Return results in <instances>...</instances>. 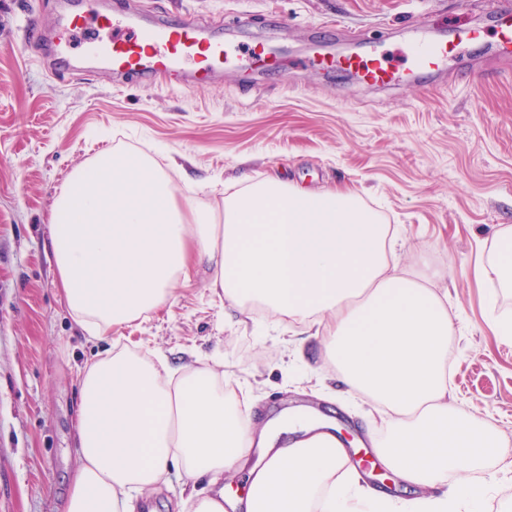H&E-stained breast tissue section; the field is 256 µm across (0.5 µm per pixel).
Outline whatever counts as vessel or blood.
Returning a JSON list of instances; mask_svg holds the SVG:
<instances>
[{
    "label": "vessel or blood",
    "instance_id": "1",
    "mask_svg": "<svg viewBox=\"0 0 512 512\" xmlns=\"http://www.w3.org/2000/svg\"><path fill=\"white\" fill-rule=\"evenodd\" d=\"M111 31L110 39L85 35L87 24ZM493 23L498 34L495 58L499 66H512V12L496 10ZM117 25L111 12L84 13L74 0H63L52 27L53 36L44 41L36 60L48 78L57 75V60H66L79 73L105 69L117 83L133 80L184 78L197 84L209 82L223 74L225 67L269 69L278 66V57L264 44L230 45L207 35L204 26L184 19H158L129 29L127 36L116 35ZM482 32L469 29L456 39L444 37L416 38L406 46L407 66L392 68L378 44L356 39L346 52L314 59L323 71L340 70L353 75L358 82L371 87H387L412 77H427L442 82L448 77L449 58L458 56L468 44L481 40Z\"/></svg>",
    "mask_w": 512,
    "mask_h": 512
}]
</instances>
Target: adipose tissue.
Listing matches in <instances>:
<instances>
[{"label": "adipose tissue", "mask_w": 512, "mask_h": 512, "mask_svg": "<svg viewBox=\"0 0 512 512\" xmlns=\"http://www.w3.org/2000/svg\"><path fill=\"white\" fill-rule=\"evenodd\" d=\"M58 288L82 330L102 340L174 296L201 264L239 313L254 304L317 327L348 391L386 413L373 452L414 496L391 495L347 467L340 429L293 409L255 428L247 399L224 397L208 368L105 352L80 374L77 465L64 512H133L169 469L238 472L245 496L191 495L187 512H487L472 472L500 454L496 426L458 412L448 394V298L425 275L392 270L390 225L349 191L270 178L225 194L222 215L183 212L170 177L143 154L108 149L55 197ZM480 278L512 292V225Z\"/></svg>", "instance_id": "ef3b65f1"}]
</instances>
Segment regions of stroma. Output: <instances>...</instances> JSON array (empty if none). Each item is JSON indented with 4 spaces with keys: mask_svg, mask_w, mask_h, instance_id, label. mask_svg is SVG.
Returning a JSON list of instances; mask_svg holds the SVG:
<instances>
[{
    "mask_svg": "<svg viewBox=\"0 0 512 512\" xmlns=\"http://www.w3.org/2000/svg\"><path fill=\"white\" fill-rule=\"evenodd\" d=\"M128 1L146 18L215 21L219 38L271 41L281 64L228 70L204 87L120 89L108 72L76 76L62 64L50 84L33 62L29 24L50 22L56 0H0V512H61L75 466L77 373L109 346L177 371L209 365L225 395H249L256 410L315 408L365 441L387 429L367 400L348 394L320 337L256 309L239 318L205 268L159 310L113 326L111 342L88 339L57 286L49 218L72 172L104 148L152 157L186 210L222 212L226 186L271 176L356 192L400 234V267L431 271L433 288L447 290L456 406L493 422L512 451V345L496 341L492 285L474 272L496 228L512 225V75L496 68L488 17L499 4L512 10V0H112V11ZM330 19L343 36L320 31ZM419 26L448 37L479 27L485 38L449 60L448 81L428 91L369 89L307 64L363 35L402 67ZM226 482L237 492L245 485L239 475L173 472L138 497L136 512H178L183 489Z\"/></svg>",
    "mask_w": 512,
    "mask_h": 512,
    "instance_id": "35a3bbf8",
    "label": "stroma"
}]
</instances>
